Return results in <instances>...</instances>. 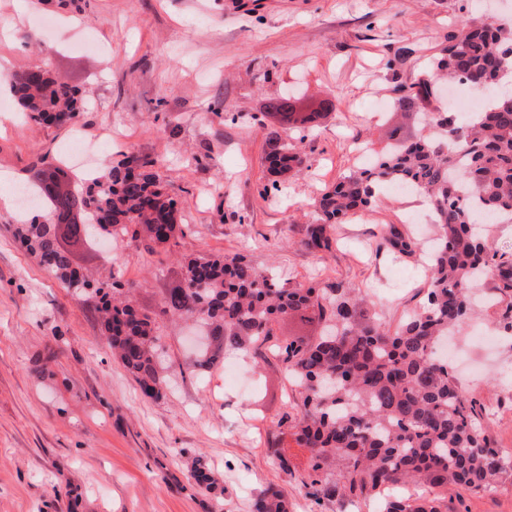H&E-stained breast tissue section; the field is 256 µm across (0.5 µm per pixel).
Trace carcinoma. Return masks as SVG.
<instances>
[{
  "label": "carcinoma",
  "instance_id": "obj_1",
  "mask_svg": "<svg viewBox=\"0 0 512 512\" xmlns=\"http://www.w3.org/2000/svg\"><path fill=\"white\" fill-rule=\"evenodd\" d=\"M512 71V37L486 22H463L448 33V45L423 77L398 86L394 108L424 119L429 133L396 138L367 168L342 176L315 202L305 246L329 252V230L372 210L384 184H405L427 197L439 236L425 251L431 275L426 299L394 329L381 322L366 299L340 282L291 285L273 270L243 255L193 257L165 297V312L194 317L209 329V352L196 367L204 372L227 354L242 352L255 365L277 361L295 392L296 414H285L268 434L267 451L284 474L313 489L316 500L365 501L394 485H414L423 495H390L384 512H448V485L486 490L512 474V458L491 446L479 425L483 407L457 385L436 345L474 311L471 294L483 278L509 298L503 319L512 332V253L494 249L469 232L473 206L512 224V89L502 86ZM495 90L492 105L464 124L446 112L416 107L426 101L434 74ZM10 86L27 120L47 127L74 124L83 112L81 92L41 69L10 74ZM282 123L308 124L293 111V97L275 105ZM264 165L272 188L302 170L303 159L276 130L266 134ZM40 183L25 187L34 196L33 214L14 225L15 236L59 285L100 296L95 311L113 355L150 399L163 397L166 371L158 355L162 336L133 300L136 285L112 271V293L92 287L91 277L73 266L61 248L58 227L78 225L80 245L94 237L117 247L173 251L184 236L177 201L162 177L132 152L94 176L87 187L64 186L57 171H39ZM377 250L412 255L419 243L387 225ZM294 317L320 328L317 337L283 339L276 325ZM308 454L298 471L282 443L285 435ZM341 462L339 473L329 472ZM252 512H289L274 488L263 490Z\"/></svg>",
  "mask_w": 512,
  "mask_h": 512
}]
</instances>
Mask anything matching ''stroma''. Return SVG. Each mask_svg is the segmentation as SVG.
Returning a JSON list of instances; mask_svg holds the SVG:
<instances>
[{"mask_svg": "<svg viewBox=\"0 0 512 512\" xmlns=\"http://www.w3.org/2000/svg\"><path fill=\"white\" fill-rule=\"evenodd\" d=\"M485 0H82L38 7L0 0V60L38 67L79 87L88 103L86 138L111 129L117 142L94 162L98 172L124 151L150 162L167 182L188 231L176 253L104 245L72 252L75 266L137 284L138 306L156 318L162 355L179 363L164 398H144L113 358L93 304L59 288L26 252L0 209V512H251L275 486L292 512H340L315 502L281 472L266 435L287 411L291 387L277 369L241 361L194 366L191 330L164 311V296L185 258L241 254L274 267L295 285L343 282L372 301L394 327L420 305L428 280L421 254L377 251L384 225L418 238L436 227L406 221L404 200L379 197L373 210L335 225L329 252L301 242L322 190L358 168V146L382 152L391 132L420 127L400 116L377 119L375 102L427 71L460 21L512 27V4L490 15ZM37 33L39 46L23 33ZM294 92L315 128L298 131L272 114ZM223 103L224 117L214 113ZM275 129L298 144L303 173L270 193L265 136ZM69 127L0 122V189L30 183L56 163ZM495 370L465 390L487 412L491 443L512 448V340L502 339ZM202 459L216 480L206 492L189 478ZM448 512H512V478L488 490L448 489Z\"/></svg>", "mask_w": 512, "mask_h": 512, "instance_id": "stroma-1", "label": "stroma"}]
</instances>
